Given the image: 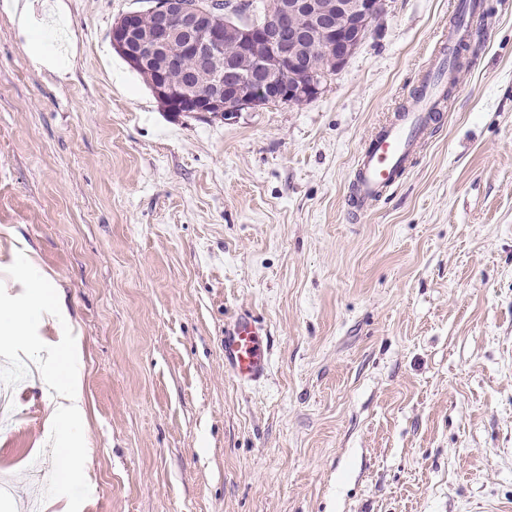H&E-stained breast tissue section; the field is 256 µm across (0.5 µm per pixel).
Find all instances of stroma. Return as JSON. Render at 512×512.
<instances>
[{
    "mask_svg": "<svg viewBox=\"0 0 512 512\" xmlns=\"http://www.w3.org/2000/svg\"><path fill=\"white\" fill-rule=\"evenodd\" d=\"M459 2L386 0L317 99L230 121L167 115L113 50L145 0H28L51 69L0 9V254L63 293L86 407L56 432L51 392L13 388L7 512H512V0H484L398 187L350 202ZM244 312L249 385L224 369ZM76 442L89 491L59 474ZM261 327L249 316H238L224 331V364L238 383L264 378L269 361Z\"/></svg>",
    "mask_w": 512,
    "mask_h": 512,
    "instance_id": "35a3bbf8",
    "label": "stroma"
}]
</instances>
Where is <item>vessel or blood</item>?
Segmentation results:
<instances>
[{
    "instance_id": "1",
    "label": "vessel or blood",
    "mask_w": 512,
    "mask_h": 512,
    "mask_svg": "<svg viewBox=\"0 0 512 512\" xmlns=\"http://www.w3.org/2000/svg\"><path fill=\"white\" fill-rule=\"evenodd\" d=\"M461 36V31L453 27L440 33L413 106L398 110L380 124L361 152L354 172V207H372L405 175L431 126L445 109L454 71L453 50ZM261 332V327L246 315L237 317L224 332V363L237 382H254L268 373Z\"/></svg>"
}]
</instances>
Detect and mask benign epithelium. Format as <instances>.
Segmentation results:
<instances>
[{
	"label": "benign epithelium",
	"mask_w": 512,
	"mask_h": 512,
	"mask_svg": "<svg viewBox=\"0 0 512 512\" xmlns=\"http://www.w3.org/2000/svg\"><path fill=\"white\" fill-rule=\"evenodd\" d=\"M383 11V0H269L265 20L238 28L227 52L228 31L218 11L190 0H157L149 17L131 12L112 24V47L134 68L161 58L148 82L166 111L229 121L261 107L317 98ZM317 47L334 68L315 61ZM221 56L224 71L210 74L204 91L186 101L182 85Z\"/></svg>",
	"instance_id": "1"
}]
</instances>
